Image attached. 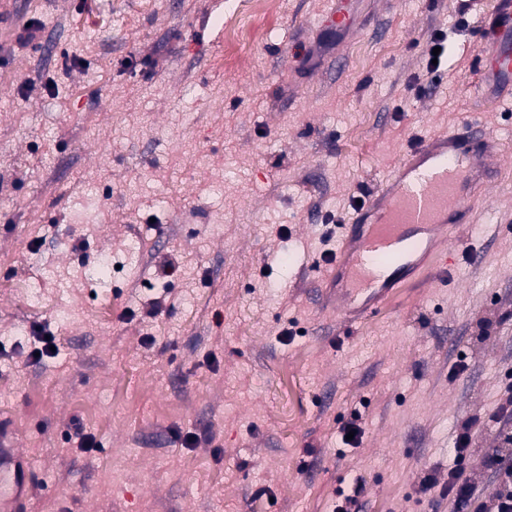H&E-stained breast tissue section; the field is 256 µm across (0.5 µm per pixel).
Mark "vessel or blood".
Masks as SVG:
<instances>
[{"label": "vessel or blood", "instance_id": "1", "mask_svg": "<svg viewBox=\"0 0 512 512\" xmlns=\"http://www.w3.org/2000/svg\"><path fill=\"white\" fill-rule=\"evenodd\" d=\"M477 32L492 53V71L483 83L512 95V0H495ZM497 174L487 137L469 128L448 130L420 140L394 178L382 184L359 209L326 281L345 325L364 322L383 300L378 287L388 269L407 271L425 240L459 241L472 223L474 207ZM30 468L18 449L0 460V512H20L31 490Z\"/></svg>", "mask_w": 512, "mask_h": 512}]
</instances>
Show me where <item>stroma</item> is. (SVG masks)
I'll use <instances>...</instances> for the list:
<instances>
[{"label": "stroma", "mask_w": 512, "mask_h": 512, "mask_svg": "<svg viewBox=\"0 0 512 512\" xmlns=\"http://www.w3.org/2000/svg\"><path fill=\"white\" fill-rule=\"evenodd\" d=\"M237 2L0 0V441L34 464L26 512H332L358 482L360 512H455L453 468L491 500L485 458L512 460V99L461 85L492 0H349L325 48L333 0H278L229 61ZM473 118L499 170L461 230L480 262L448 246L447 279L404 274L343 327L324 256L355 199ZM35 327L54 357L31 358Z\"/></svg>", "instance_id": "stroma-1"}]
</instances>
